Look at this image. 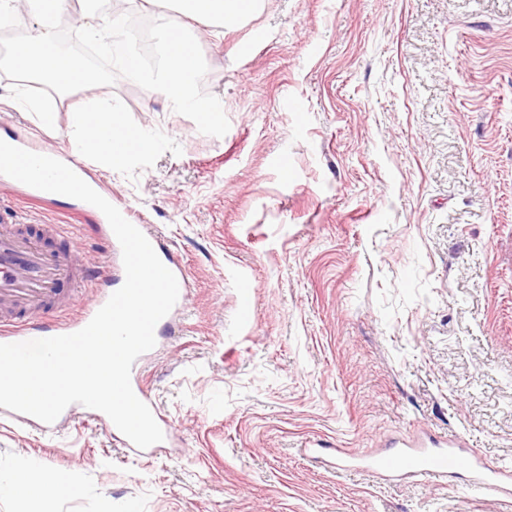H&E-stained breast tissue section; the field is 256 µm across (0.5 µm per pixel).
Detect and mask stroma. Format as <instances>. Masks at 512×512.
Segmentation results:
<instances>
[{
    "instance_id": "stroma-1",
    "label": "stroma",
    "mask_w": 512,
    "mask_h": 512,
    "mask_svg": "<svg viewBox=\"0 0 512 512\" xmlns=\"http://www.w3.org/2000/svg\"><path fill=\"white\" fill-rule=\"evenodd\" d=\"M183 25L228 132L121 78L98 95L182 153L132 179L91 165L187 276L138 371L168 432L138 454L86 417L45 434L0 416V470L71 481L0 512H505L462 474L341 463L436 435L512 468V0H258L234 27ZM18 87L55 98L53 129L9 106ZM80 97L0 74V135L68 154ZM1 203L86 225L102 259L77 200Z\"/></svg>"
}]
</instances>
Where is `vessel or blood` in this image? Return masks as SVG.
Masks as SVG:
<instances>
[{"label": "vessel or blood", "mask_w": 512, "mask_h": 512, "mask_svg": "<svg viewBox=\"0 0 512 512\" xmlns=\"http://www.w3.org/2000/svg\"><path fill=\"white\" fill-rule=\"evenodd\" d=\"M76 237L66 224H33L17 211L0 212V343L71 334L85 327L112 294V263L92 266L75 249ZM96 291L93 305L72 318L63 313L72 300V285ZM367 469L411 475L439 483L455 470L470 473V494L497 497L512 507V470L488 468L461 453L447 440L434 447H405L366 459Z\"/></svg>", "instance_id": "1"}]
</instances>
